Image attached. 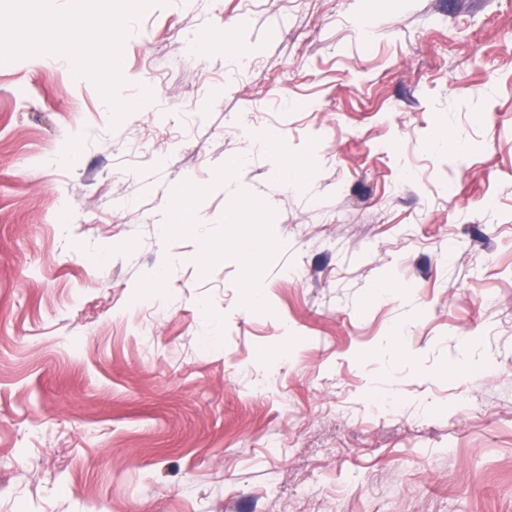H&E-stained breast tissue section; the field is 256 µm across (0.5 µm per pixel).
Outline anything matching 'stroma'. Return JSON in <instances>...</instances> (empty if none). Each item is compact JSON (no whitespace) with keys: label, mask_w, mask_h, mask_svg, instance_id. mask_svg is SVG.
Listing matches in <instances>:
<instances>
[{"label":"stroma","mask_w":512,"mask_h":512,"mask_svg":"<svg viewBox=\"0 0 512 512\" xmlns=\"http://www.w3.org/2000/svg\"><path fill=\"white\" fill-rule=\"evenodd\" d=\"M134 27L117 124L62 55L0 62V512H512V0ZM187 181L201 236L158 225ZM253 147L258 149V151H264L272 158L274 167L279 171L281 181L286 187L298 184L297 179L295 177L293 178L292 175H300L303 172L302 169H299V166L296 164H288V158L282 159L277 156L270 137L255 141Z\"/></svg>","instance_id":"1"}]
</instances>
